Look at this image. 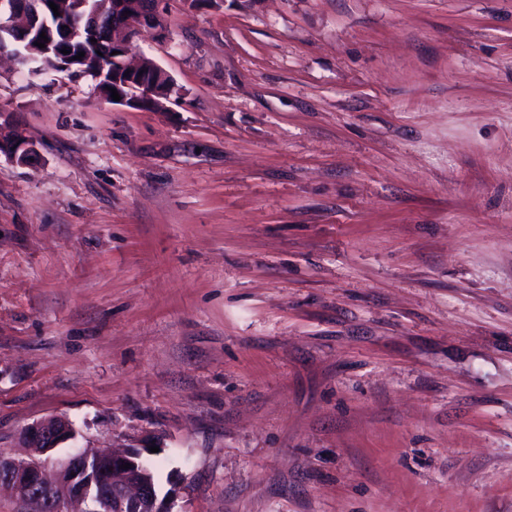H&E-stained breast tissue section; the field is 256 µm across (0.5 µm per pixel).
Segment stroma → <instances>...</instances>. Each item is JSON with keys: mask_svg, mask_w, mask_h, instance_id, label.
Returning <instances> with one entry per match:
<instances>
[{"mask_svg": "<svg viewBox=\"0 0 512 512\" xmlns=\"http://www.w3.org/2000/svg\"><path fill=\"white\" fill-rule=\"evenodd\" d=\"M168 111L0 62V451L156 437L173 512H512V0H168ZM0 123V156L4 155L8 160L19 166H30L39 159L38 150L30 146L25 140L3 135Z\"/></svg>", "mask_w": 512, "mask_h": 512, "instance_id": "obj_1", "label": "stroma"}]
</instances>
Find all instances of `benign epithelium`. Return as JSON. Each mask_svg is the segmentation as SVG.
I'll return each mask as SVG.
<instances>
[{"instance_id":"1","label":"benign epithelium","mask_w":512,"mask_h":512,"mask_svg":"<svg viewBox=\"0 0 512 512\" xmlns=\"http://www.w3.org/2000/svg\"><path fill=\"white\" fill-rule=\"evenodd\" d=\"M112 11L125 16V22L112 30V50L120 52L129 74L124 76L126 94L117 105L135 109L144 97L153 96L154 86L144 82L150 72L159 79L170 74L147 56L129 57L133 40L149 35L163 40L168 33L166 0H105ZM43 0H0V30L17 27L22 38L5 44L0 41V55L7 54L42 71L40 62L65 59L72 68L87 59H76V44L85 32L99 33L97 6L89 0H76V10L83 22L67 25L61 34L39 48V20L44 12ZM68 53L63 54L61 50ZM19 166H30L39 159L36 147L25 140L3 135L0 128V156ZM71 421L52 417L27 426L21 433L25 445L32 450L26 459H18L0 451V492L7 491L28 506L27 512H96L93 500L104 503L106 512H172L169 498H158L151 470L143 459L145 445L126 446L112 452L79 450L62 461H54L50 453L75 438ZM130 464L124 469L122 465Z\"/></svg>"}]
</instances>
